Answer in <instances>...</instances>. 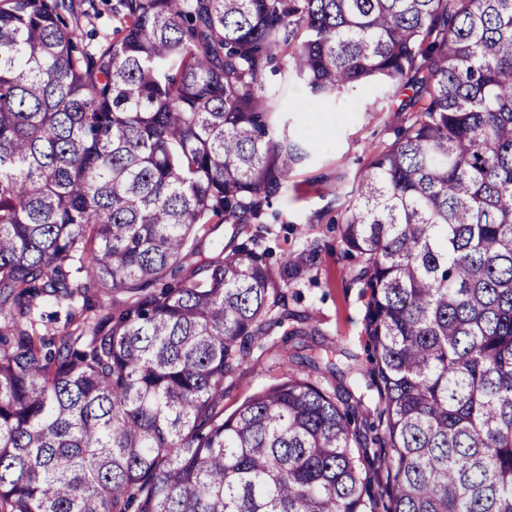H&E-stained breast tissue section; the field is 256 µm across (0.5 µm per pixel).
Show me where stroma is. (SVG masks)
I'll list each match as a JSON object with an SVG mask.
<instances>
[{
  "mask_svg": "<svg viewBox=\"0 0 512 512\" xmlns=\"http://www.w3.org/2000/svg\"><path fill=\"white\" fill-rule=\"evenodd\" d=\"M114 2L88 0L84 14L69 17L70 28L86 44H96L112 33ZM359 97L357 109L340 104L326 112L310 103L305 111L291 113V122L306 125L323 146L293 172L287 192L273 204L280 219L257 245L258 250L271 252L277 263L316 249L315 266L290 282L285 303L290 313L313 318L320 330L319 344L332 349L333 361L343 369L366 364L369 338L364 332L367 298L354 279V264L341 255L336 217L354 179L373 155L391 146L409 118L383 91L363 89ZM275 342L272 336L264 339L236 379L227 383L225 412L280 378Z\"/></svg>",
  "mask_w": 512,
  "mask_h": 512,
  "instance_id": "35a3bbf8",
  "label": "stroma"
}]
</instances>
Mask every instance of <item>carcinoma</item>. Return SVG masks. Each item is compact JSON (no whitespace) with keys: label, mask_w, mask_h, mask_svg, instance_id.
Returning <instances> with one entry per match:
<instances>
[{"label":"carcinoma","mask_w":512,"mask_h":512,"mask_svg":"<svg viewBox=\"0 0 512 512\" xmlns=\"http://www.w3.org/2000/svg\"><path fill=\"white\" fill-rule=\"evenodd\" d=\"M80 10L0 0V512H512V0H118L93 49ZM295 88L411 92L339 214L379 433L301 341L332 389L287 369L224 415L315 254L198 241L315 153Z\"/></svg>","instance_id":"1"}]
</instances>
